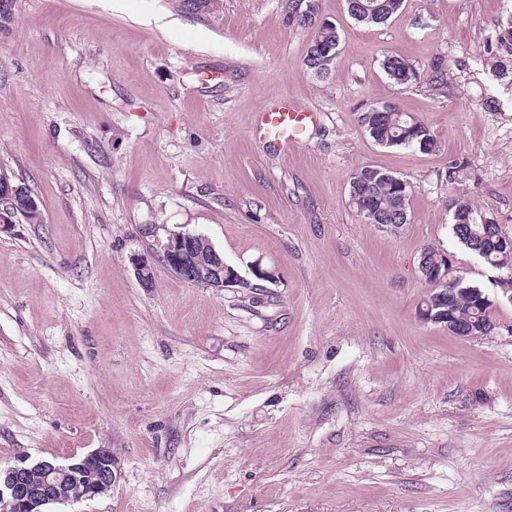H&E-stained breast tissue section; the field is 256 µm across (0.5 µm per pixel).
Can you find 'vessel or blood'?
I'll list each match as a JSON object with an SVG mask.
<instances>
[{
    "label": "vessel or blood",
    "mask_w": 512,
    "mask_h": 512,
    "mask_svg": "<svg viewBox=\"0 0 512 512\" xmlns=\"http://www.w3.org/2000/svg\"><path fill=\"white\" fill-rule=\"evenodd\" d=\"M317 115L294 99L285 97L258 115L257 137L261 143L295 147L302 144Z\"/></svg>",
    "instance_id": "obj_1"
}]
</instances>
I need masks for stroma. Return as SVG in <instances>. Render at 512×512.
I'll return each mask as SVG.
<instances>
[{"mask_svg": "<svg viewBox=\"0 0 512 512\" xmlns=\"http://www.w3.org/2000/svg\"><path fill=\"white\" fill-rule=\"evenodd\" d=\"M314 3L340 34L324 78L281 0H13L0 23V173L43 214L0 227V467L105 448L118 471L44 512H512V302L451 231L465 200L512 236V0H403L380 25ZM284 95L319 120L263 147ZM386 102L431 153L373 141L359 116ZM365 166L411 185L399 233L350 203ZM148 224L271 278L220 291L158 262L141 287ZM427 246L500 330L420 320ZM384 67L394 81L407 84L416 79V74L406 61L398 56H389L384 61Z\"/></svg>", "mask_w": 512, "mask_h": 512, "instance_id": "obj_1", "label": "stroma"}]
</instances>
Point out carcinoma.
Listing matches in <instances>:
<instances>
[{
	"instance_id": "1",
	"label": "carcinoma",
	"mask_w": 512,
	"mask_h": 512,
	"mask_svg": "<svg viewBox=\"0 0 512 512\" xmlns=\"http://www.w3.org/2000/svg\"><path fill=\"white\" fill-rule=\"evenodd\" d=\"M346 4L348 14L356 21L380 24L400 9L402 0H346ZM284 8L288 12V19L314 29L304 58L306 67L318 76L328 75L338 55L340 35L337 27L328 21L322 25L312 24V18L297 10L296 0H285ZM384 67L392 79L400 84L416 79L414 71L401 57H387ZM360 123L381 146H398L421 152H430L436 146L426 125L391 103L362 113ZM399 185V177L391 172L365 166L351 177L350 202L360 215L371 216L377 224H397L403 207L402 193H411L410 185H405L403 191ZM19 217L29 224L42 223V212L38 207H27L23 211L10 206L0 208V223L8 224ZM451 230L459 244L500 272L502 283L512 285V248L507 246L500 249L490 240L496 235L509 239L499 225L483 222L481 215L469 203L461 201L455 207ZM473 289L474 285L464 278L455 284L450 301L453 316L462 325L495 327L491 319L492 305H476L472 298Z\"/></svg>"
}]
</instances>
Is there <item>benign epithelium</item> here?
I'll use <instances>...</instances> for the list:
<instances>
[{
  "label": "benign epithelium",
  "mask_w": 512,
  "mask_h": 512,
  "mask_svg": "<svg viewBox=\"0 0 512 512\" xmlns=\"http://www.w3.org/2000/svg\"><path fill=\"white\" fill-rule=\"evenodd\" d=\"M166 231L164 240L158 241L159 258L175 275L192 285H203L222 290L224 288H249L250 282L240 275L231 265L224 262L218 252H211L207 261L195 259L194 244L198 234L189 231H173L165 225L147 224L142 228L146 237H158L159 230ZM135 274L145 288L153 287V262L143 255L131 258ZM424 270L422 278L442 286L434 293L429 306L419 310V317L426 323L441 324L448 331L464 338H477L493 332L484 326H459L448 308V291L444 285L455 278L454 267L449 255H444V264L429 266L420 261ZM84 459L92 460L100 467L97 483L85 482L76 475V464L73 458L66 462H48L46 460L31 461L27 457L18 458L13 464L0 468V505L12 508L22 504L23 512H42L40 506L55 501H79L96 496L98 489L111 486L117 480L115 459L112 453L98 449L84 455ZM32 472L42 474L43 483L40 487L30 489L26 486L25 476Z\"/></svg>",
  "instance_id": "obj_1"
}]
</instances>
